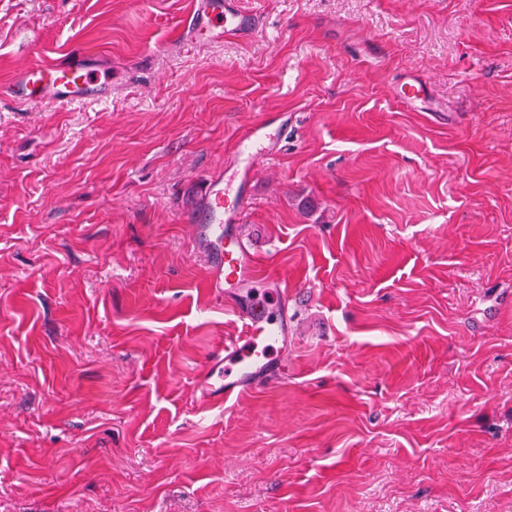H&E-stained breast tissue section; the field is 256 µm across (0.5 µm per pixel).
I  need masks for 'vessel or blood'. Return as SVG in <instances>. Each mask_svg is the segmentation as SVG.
Wrapping results in <instances>:
<instances>
[{"label":"vessel or blood","mask_w":512,"mask_h":512,"mask_svg":"<svg viewBox=\"0 0 512 512\" xmlns=\"http://www.w3.org/2000/svg\"><path fill=\"white\" fill-rule=\"evenodd\" d=\"M255 17L242 11L235 0H196L189 18L190 28L209 36H241L250 32ZM108 75L96 56L79 50L52 67L25 69L12 95L22 102L39 106L46 100L68 103L97 100L104 96ZM282 139L280 127L269 123L251 127L242 137L238 155L240 169L235 181L223 178L206 180L200 188V205L193 215V231L208 250L206 260L212 268L211 289L218 294L240 296L236 313L243 324L242 335L224 343V373L206 382L211 397L231 401L261 376H275L279 351H260L262 342L273 339L287 343L288 327L276 313L277 294L259 297L245 293L251 278V253L237 224L252 179L255 158L277 150Z\"/></svg>","instance_id":"vessel-or-blood-1"}]
</instances>
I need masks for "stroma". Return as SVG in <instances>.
Returning a JSON list of instances; mask_svg holds the SVG:
<instances>
[{
  "label": "stroma",
  "mask_w": 512,
  "mask_h": 512,
  "mask_svg": "<svg viewBox=\"0 0 512 512\" xmlns=\"http://www.w3.org/2000/svg\"><path fill=\"white\" fill-rule=\"evenodd\" d=\"M239 2L0 0V512H512V0ZM77 50L106 98L10 97ZM279 115L239 228L288 347L224 405L189 210ZM235 0H196L188 27L209 36H242L255 26V16L242 11Z\"/></svg>",
  "instance_id": "1"
}]
</instances>
